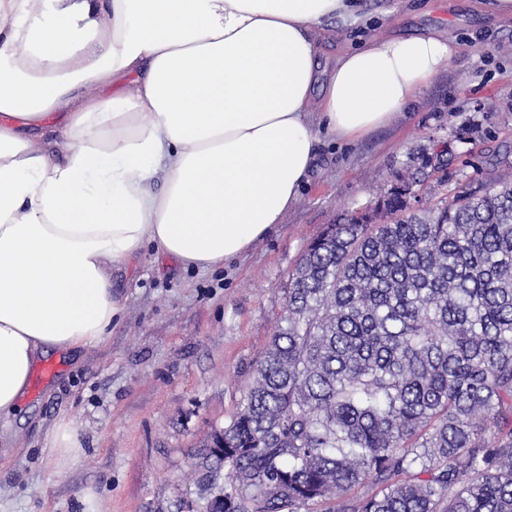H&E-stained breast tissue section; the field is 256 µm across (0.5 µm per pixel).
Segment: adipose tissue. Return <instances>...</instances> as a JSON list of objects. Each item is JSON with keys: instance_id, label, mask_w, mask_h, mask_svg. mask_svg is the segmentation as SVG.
Segmentation results:
<instances>
[{"instance_id": "ef3b65f1", "label": "adipose tissue", "mask_w": 512, "mask_h": 512, "mask_svg": "<svg viewBox=\"0 0 512 512\" xmlns=\"http://www.w3.org/2000/svg\"><path fill=\"white\" fill-rule=\"evenodd\" d=\"M330 19L362 17L355 0H0V419L39 355L109 336L115 270L149 245L199 270L238 259L322 136L387 125L460 52L374 38L322 81Z\"/></svg>"}]
</instances>
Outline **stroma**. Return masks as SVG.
I'll return each instance as SVG.
<instances>
[{
    "label": "stroma",
    "instance_id": "1",
    "mask_svg": "<svg viewBox=\"0 0 512 512\" xmlns=\"http://www.w3.org/2000/svg\"><path fill=\"white\" fill-rule=\"evenodd\" d=\"M363 23H329L322 61L379 35L439 29L463 44L411 111L355 143L323 137L282 224L223 268L194 270L146 247L116 274L126 298L107 340L33 371L14 438L0 447V512H177L193 454L241 393L281 324L288 274L308 242L342 214L376 205L396 172L437 145L448 180H489L512 147V20L485 0H358ZM471 129L469 139L456 136ZM73 423L77 462L58 464L61 425Z\"/></svg>",
    "mask_w": 512,
    "mask_h": 512
}]
</instances>
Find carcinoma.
Segmentation results:
<instances>
[{
	"mask_svg": "<svg viewBox=\"0 0 512 512\" xmlns=\"http://www.w3.org/2000/svg\"><path fill=\"white\" fill-rule=\"evenodd\" d=\"M395 183L289 273L177 512H512V179Z\"/></svg>",
	"mask_w": 512,
	"mask_h": 512,
	"instance_id": "1",
	"label": "carcinoma"
}]
</instances>
